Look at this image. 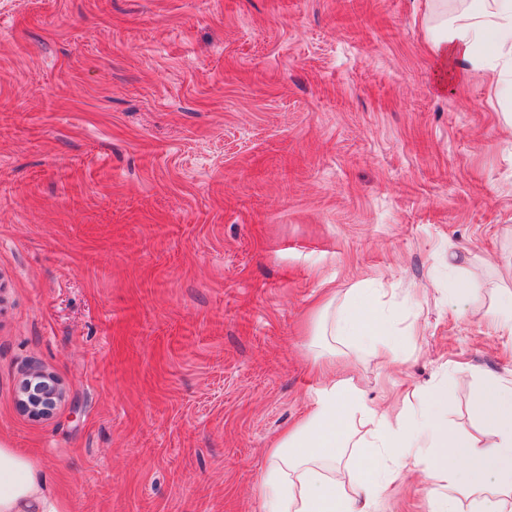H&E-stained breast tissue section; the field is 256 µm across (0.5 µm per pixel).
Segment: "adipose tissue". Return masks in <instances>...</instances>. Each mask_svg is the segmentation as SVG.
Returning a JSON list of instances; mask_svg holds the SVG:
<instances>
[{
	"label": "adipose tissue",
	"instance_id": "obj_1",
	"mask_svg": "<svg viewBox=\"0 0 512 512\" xmlns=\"http://www.w3.org/2000/svg\"><path fill=\"white\" fill-rule=\"evenodd\" d=\"M423 22L449 83L481 68L502 90L503 72L512 71V0L455 8L438 0ZM490 35L495 43L486 56ZM316 326L319 335L353 341L383 365L399 361L403 333L379 290L362 288L353 302L326 305ZM315 365L326 379L305 417L269 450L259 488L263 512H385L393 483L412 473L444 482L432 490L429 512H512V383L491 380L474 390L471 410L490 436L472 439L448 427L447 385L418 393L408 414L392 418L370 406L353 379H335V352L318 353ZM0 512L69 509L39 467L0 444Z\"/></svg>",
	"mask_w": 512,
	"mask_h": 512
}]
</instances>
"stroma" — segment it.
<instances>
[{
    "instance_id": "stroma-1",
    "label": "stroma",
    "mask_w": 512,
    "mask_h": 512,
    "mask_svg": "<svg viewBox=\"0 0 512 512\" xmlns=\"http://www.w3.org/2000/svg\"><path fill=\"white\" fill-rule=\"evenodd\" d=\"M427 10L0 0V442L70 512H262L326 288L386 289L408 332L389 376L353 363L373 405L444 383L482 435L455 370L512 381V334L474 316L512 283V100L440 85ZM21 406L34 418H45L53 414L61 398V390L56 381L41 371H34L22 386Z\"/></svg>"
}]
</instances>
